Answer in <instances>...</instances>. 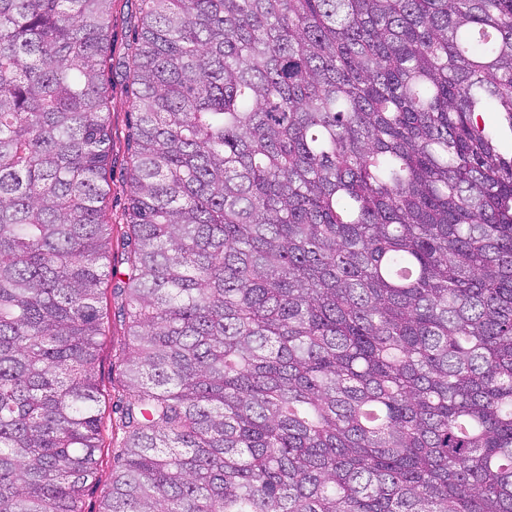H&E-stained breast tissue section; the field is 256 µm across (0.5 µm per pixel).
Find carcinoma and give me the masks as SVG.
Masks as SVG:
<instances>
[{
  "label": "carcinoma",
  "mask_w": 512,
  "mask_h": 512,
  "mask_svg": "<svg viewBox=\"0 0 512 512\" xmlns=\"http://www.w3.org/2000/svg\"><path fill=\"white\" fill-rule=\"evenodd\" d=\"M0 0V512H512V0ZM498 115L499 126L482 122ZM140 0H112L111 51L104 66V83L112 94V150L107 214L112 223V265L119 266L128 250L126 213L130 195L129 134L133 121L128 81L130 48L140 25ZM124 265H120L122 269ZM114 283L109 282L104 286L105 294L101 307L106 313L109 321L108 336L104 341L100 352V407L103 413L104 439L106 447L101 448L99 457V482L92 483L87 487L82 500L84 512H98L100 501L106 489L112 471V452L107 445L111 438V422L115 423L118 416V393L117 389L123 380L122 369L118 357H122V349L126 339L127 326L124 319L117 314L115 309L116 299L113 298L112 290ZM116 312V315H115Z\"/></svg>",
  "instance_id": "carcinoma-1"
}]
</instances>
